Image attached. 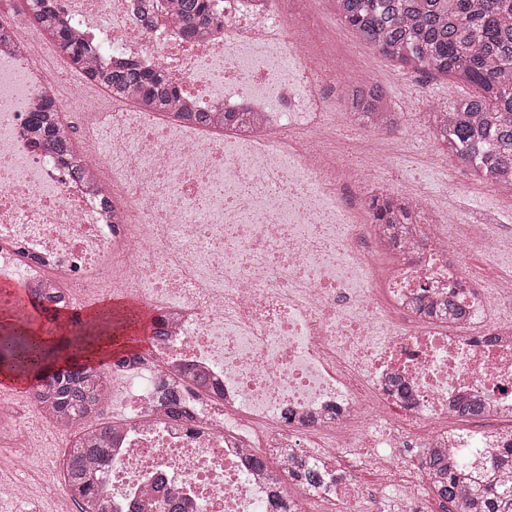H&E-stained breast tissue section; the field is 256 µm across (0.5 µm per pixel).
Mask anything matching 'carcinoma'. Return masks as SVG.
Listing matches in <instances>:
<instances>
[{
    "label": "carcinoma",
    "instance_id": "carcinoma-1",
    "mask_svg": "<svg viewBox=\"0 0 512 512\" xmlns=\"http://www.w3.org/2000/svg\"><path fill=\"white\" fill-rule=\"evenodd\" d=\"M210 10L208 0H178L175 14L185 36L211 22ZM336 14L360 40L402 66L477 87V94L429 112L430 128L448 154L470 166L478 179L512 180V0H336ZM57 47L79 67L97 53L96 45L67 31L59 34ZM98 79L111 93L137 91L140 104L155 111L169 110L176 98L177 90L163 71L145 70L134 61L104 68ZM365 111H389L383 86L367 89ZM32 121L44 144L72 161L78 159L80 152L62 132L52 105L33 113ZM371 207L381 224L410 219L401 197L393 193L373 199ZM30 304L57 332H67L79 321L73 316L61 321L60 306L42 298H32ZM28 325L21 320L3 327L0 367L33 376L31 390L49 411L61 409L74 420L89 419L98 401L100 375L96 362L88 358V339L38 344ZM107 434L108 427L102 426L87 440L78 428L67 449L64 481L78 498L80 512H112L111 501L93 480V468L108 456ZM426 459L437 473L432 492L448 504V512H512L511 486L490 482L474 500L463 457L428 453ZM290 480L316 489L324 484V473L300 465Z\"/></svg>",
    "mask_w": 512,
    "mask_h": 512
}]
</instances>
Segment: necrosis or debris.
<instances>
[{"mask_svg":"<svg viewBox=\"0 0 512 512\" xmlns=\"http://www.w3.org/2000/svg\"><path fill=\"white\" fill-rule=\"evenodd\" d=\"M145 26L137 0H40L79 39L104 46L92 67L40 61L55 45L34 22L0 7V280L73 307L84 297L133 296L161 321L141 361L103 368L101 420L111 451L94 482L114 512L175 495L184 512H271L297 465L331 481L295 501L320 512H421L432 481L407 449L464 456L474 484L512 446V320L467 265L500 260L512 235H450L453 207L421 190L401 195L418 224H377L340 193L372 194L398 146L422 135L392 121L374 128L368 161L347 166L328 115L353 86L317 46L323 31L288 23L276 0H216V22L182 34L172 0ZM162 69L192 112H243L224 132L107 98L95 70L113 58ZM78 114L88 147L80 174L34 146L41 105ZM454 310H446V301ZM406 394H396L394 379ZM189 418L165 409L159 384ZM124 397L123 412L109 410ZM480 416L454 427L461 404ZM68 439L36 395L27 410L0 402V442L16 454L0 500L35 508L29 471L70 498L59 455L26 442L33 427ZM268 458L258 467L257 458ZM380 473L373 499L358 480Z\"/></svg>","mask_w":512,"mask_h":512,"instance_id":"necrosis-or-debris-1","label":"necrosis or debris"}]
</instances>
